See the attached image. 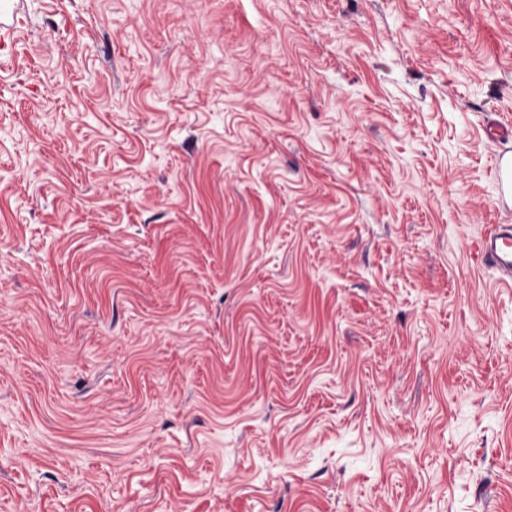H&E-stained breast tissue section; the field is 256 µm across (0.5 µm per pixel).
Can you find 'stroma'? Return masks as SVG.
I'll use <instances>...</instances> for the list:
<instances>
[{"label": "stroma", "instance_id": "stroma-1", "mask_svg": "<svg viewBox=\"0 0 512 512\" xmlns=\"http://www.w3.org/2000/svg\"><path fill=\"white\" fill-rule=\"evenodd\" d=\"M24 2L0 512H512V0ZM494 181L499 206L509 210L512 206V150L495 155ZM476 260L498 273L497 279L512 287V225L489 224L481 234Z\"/></svg>", "mask_w": 512, "mask_h": 512}]
</instances>
